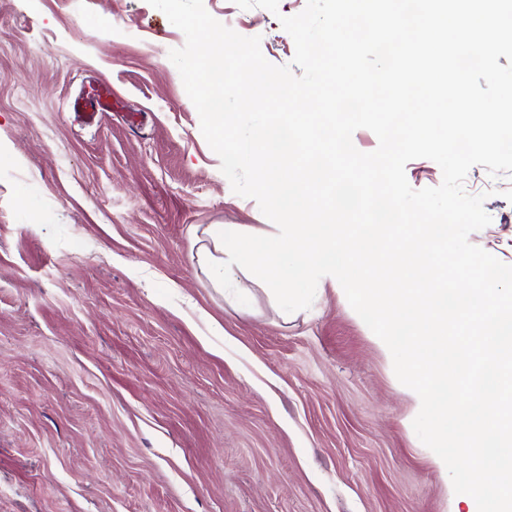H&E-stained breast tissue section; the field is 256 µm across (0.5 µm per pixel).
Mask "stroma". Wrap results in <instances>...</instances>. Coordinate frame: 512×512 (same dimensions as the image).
Listing matches in <instances>:
<instances>
[{
  "label": "stroma",
  "mask_w": 512,
  "mask_h": 512,
  "mask_svg": "<svg viewBox=\"0 0 512 512\" xmlns=\"http://www.w3.org/2000/svg\"><path fill=\"white\" fill-rule=\"evenodd\" d=\"M203 4L291 63L279 18L306 0ZM184 44L147 0H0V512H451L345 296L288 314L252 282L236 305L196 270L193 228L267 219L202 135ZM101 79L112 110L82 125ZM510 188L464 181L492 218L470 242L508 265Z\"/></svg>",
  "instance_id": "obj_1"
}]
</instances>
